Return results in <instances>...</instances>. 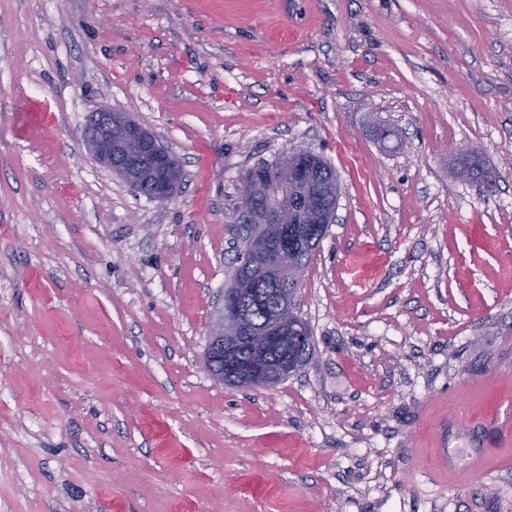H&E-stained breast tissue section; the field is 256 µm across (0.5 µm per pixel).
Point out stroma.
Instances as JSON below:
<instances>
[{
  "label": "stroma",
  "mask_w": 512,
  "mask_h": 512,
  "mask_svg": "<svg viewBox=\"0 0 512 512\" xmlns=\"http://www.w3.org/2000/svg\"><path fill=\"white\" fill-rule=\"evenodd\" d=\"M103 107L180 158L172 202L83 148ZM301 149L340 186L313 351L231 388L238 187ZM187 505L512 512V0H0V512ZM246 283L242 278H232L224 287L210 331L205 365L207 370L213 369L214 362L224 357L226 373H217L215 378L219 382L235 388L270 389L274 386L272 379H287L296 372L298 365L284 362L277 367L276 376H270L271 372L264 363V352L276 337L275 334L288 323L277 322L265 330V334L252 335L250 321L242 308ZM244 337L251 341L253 360L247 366L241 367L233 360V356L238 342Z\"/></svg>",
  "instance_id": "35a3bbf8"
}]
</instances>
